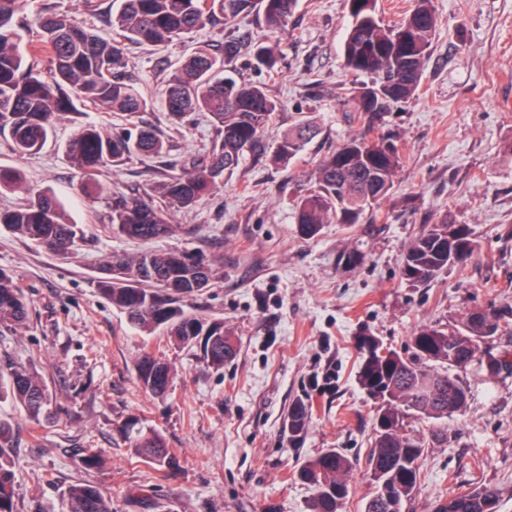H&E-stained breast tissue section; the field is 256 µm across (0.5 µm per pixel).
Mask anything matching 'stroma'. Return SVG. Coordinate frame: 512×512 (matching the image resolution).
Segmentation results:
<instances>
[{"label":"stroma","instance_id":"obj_1","mask_svg":"<svg viewBox=\"0 0 512 512\" xmlns=\"http://www.w3.org/2000/svg\"><path fill=\"white\" fill-rule=\"evenodd\" d=\"M100 3L102 12L90 15L82 0H31L19 25L33 26L47 9L66 11L107 37L111 0ZM433 4L438 26L420 87L379 129L400 149L391 190L360 223L324 225L313 239L300 235L295 205L320 160L362 131L352 100L361 80L341 59L350 25L345 0H298L278 37L275 68L241 70L282 108L223 185L171 214L172 231L162 238L121 235L109 215L115 197H145L216 135L202 116L171 124L161 104L164 78L184 53L228 34L251 50L269 34L261 12L165 47L129 46L127 72L148 100L135 120L156 128L170 150L103 170L95 198L81 192L64 146L79 125L118 127L126 116L80 107L25 157L0 133V166L21 169L30 191L53 189L83 231L73 254L61 257L0 227V270L31 306L27 327L0 328V369L36 371L53 411L35 423L0 402V417L15 423L14 512H68L65 492L76 483L104 488L112 512H309L312 490L296 472L329 448L353 463L343 512H362L376 405L357 382L356 338L370 334L402 354L421 327L512 307V0ZM303 120L315 122L319 135L293 160L274 161L281 137ZM445 217L469 225L474 255L428 284L409 285L400 274L406 252ZM159 249L200 251L212 261L211 288L182 306L223 320L237 347L223 369L206 367L163 331L133 328L99 294L112 253ZM146 351L174 370L165 397L137 381L136 361ZM457 375L467 405L418 424L421 479L402 512H435L446 490L481 484L497 491L499 512H512V373L492 376L474 364ZM299 398L313 412L303 438L293 441L283 421ZM131 417L173 449L171 474L132 457L121 430ZM92 452L101 455L100 468L83 467Z\"/></svg>","mask_w":512,"mask_h":512}]
</instances>
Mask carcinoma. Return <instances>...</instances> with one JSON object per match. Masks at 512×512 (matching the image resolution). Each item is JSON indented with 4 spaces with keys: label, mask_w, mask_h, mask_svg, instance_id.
Wrapping results in <instances>:
<instances>
[{
    "label": "carcinoma",
    "mask_w": 512,
    "mask_h": 512,
    "mask_svg": "<svg viewBox=\"0 0 512 512\" xmlns=\"http://www.w3.org/2000/svg\"><path fill=\"white\" fill-rule=\"evenodd\" d=\"M402 23L388 25L380 16L378 0H347L351 23L342 56L344 68L369 77L355 96L363 133L325 156L316 167L311 191L296 206L295 223L302 235L314 238L325 224H358L367 208L383 199L393 186L399 149L389 138H370L384 115L410 99L418 89L432 36L437 26L433 0H415ZM29 0H0V131L9 133L14 151L38 153L54 120L93 106L103 112L134 114L148 104L127 76L126 45L159 46L254 9L262 11L269 30L281 33L293 15L297 0H112V37L104 38L67 14L38 18L36 38L19 46L17 20ZM241 41L224 37L223 52L198 48L186 55L167 79L164 107L170 121L182 125L206 112L218 130L202 158L191 169L172 175L153 187L154 201L133 198L112 208L110 224L118 233L151 240L169 233V211L188 209L223 183L243 154L260 138L271 116L280 108L261 82H240L229 66L242 57ZM279 44H255L246 64L271 70L278 62ZM49 63L47 72L40 65ZM317 135L309 122L297 126L279 141L274 154L280 161L300 154ZM167 144L149 126L109 131L97 125L76 128L65 145L69 162L81 174L82 192H99L93 176L102 168L133 156L163 154ZM18 169L0 168V192L22 188ZM0 224L13 234L60 255H67L81 238L79 225L70 222L57 197L49 190L30 195L17 206L0 210ZM470 227L443 218L411 245L401 270L414 286L424 285L475 252ZM214 279L213 268L202 256L176 251H149L135 259L113 255L100 293L142 331L167 329L178 344L199 352L208 366L220 368L234 354L224 333V321H208L185 313L180 299L203 292ZM502 313L470 312L461 326L422 327L410 338L408 354L378 356L375 337L365 333L357 341L362 353L358 381L364 392L380 394L373 424L369 466L382 469L380 480L397 482L400 492L387 503L371 494L363 512H402L413 493L420 470L411 468L424 455L420 440L405 432L411 416L441 419L463 410L465 386L449 373L480 361L481 343L498 330ZM29 320L25 294L0 270V325L24 327ZM136 376L149 393L164 395L173 379L171 366L148 353L136 366ZM9 399L36 421L47 410L50 395L41 378L24 367L0 372V400ZM310 421V406L297 399L288 409L285 428L302 435ZM122 431L133 455L159 470L172 468L174 456L163 436L145 430L139 420H127ZM14 425L0 419V512H14ZM353 463L334 448L306 461L298 478L312 490L310 512H342L349 496ZM69 512H112L111 499L97 485L77 483L67 491ZM498 495L488 487L447 497L443 512H498Z\"/></svg>",
    "instance_id": "obj_1"
}]
</instances>
